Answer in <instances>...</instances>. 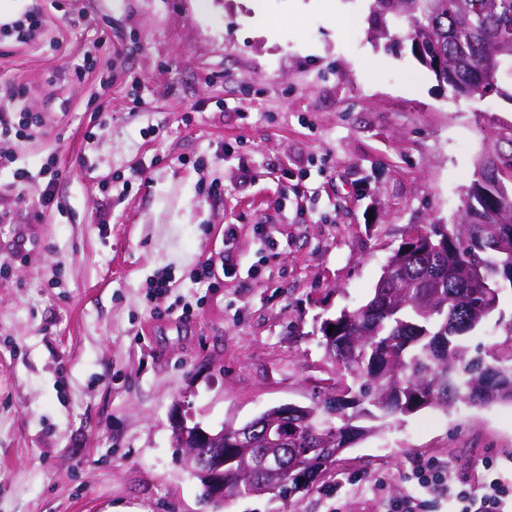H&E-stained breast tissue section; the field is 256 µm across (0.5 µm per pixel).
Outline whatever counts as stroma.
Listing matches in <instances>:
<instances>
[{
  "mask_svg": "<svg viewBox=\"0 0 512 512\" xmlns=\"http://www.w3.org/2000/svg\"><path fill=\"white\" fill-rule=\"evenodd\" d=\"M334 3L336 24L323 0H0L1 22L38 20L0 35V83L44 119L0 142L29 173L0 169V512H213L175 410L218 430L309 404L335 376L322 321L367 301L411 230L456 223L479 160L512 150V98L454 95L373 42L366 0ZM205 260L218 287L190 279ZM491 466L512 470V404L425 408L290 503L222 512H449L420 473L476 487Z\"/></svg>",
  "mask_w": 512,
  "mask_h": 512,
  "instance_id": "stroma-1",
  "label": "stroma"
}]
</instances>
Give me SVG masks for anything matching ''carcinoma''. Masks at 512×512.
Segmentation results:
<instances>
[{
	"label": "carcinoma",
	"mask_w": 512,
	"mask_h": 512,
	"mask_svg": "<svg viewBox=\"0 0 512 512\" xmlns=\"http://www.w3.org/2000/svg\"><path fill=\"white\" fill-rule=\"evenodd\" d=\"M374 40L411 44L435 78L457 95L487 92L484 62L497 67V92L512 84V0H370ZM382 267L371 298L321 327L325 360L341 385L325 387L304 411L284 418L309 437L288 443V474L242 476L251 448L224 446V501L273 494L288 502L358 440L399 415L512 402V324L489 346L466 338L512 290V214L468 195L460 222L427 224ZM479 266L484 283L470 279Z\"/></svg>",
	"instance_id": "carcinoma-1"
}]
</instances>
